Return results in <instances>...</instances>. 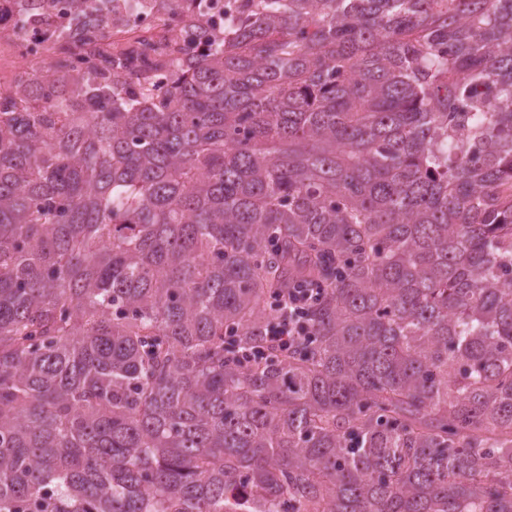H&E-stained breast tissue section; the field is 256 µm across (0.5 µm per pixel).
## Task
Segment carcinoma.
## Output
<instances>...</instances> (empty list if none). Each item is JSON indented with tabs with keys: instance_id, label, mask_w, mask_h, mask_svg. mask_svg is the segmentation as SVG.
Here are the masks:
<instances>
[{
	"instance_id": "cac0c4a2",
	"label": "carcinoma",
	"mask_w": 512,
	"mask_h": 512,
	"mask_svg": "<svg viewBox=\"0 0 512 512\" xmlns=\"http://www.w3.org/2000/svg\"><path fill=\"white\" fill-rule=\"evenodd\" d=\"M22 2L0 512H512V0ZM311 298L312 293L299 288H292L288 292V300L286 299L283 305L288 307V317H281L279 323L270 332L278 346L289 348L294 343L295 336H300L303 332L300 318L304 312V306Z\"/></svg>"
}]
</instances>
